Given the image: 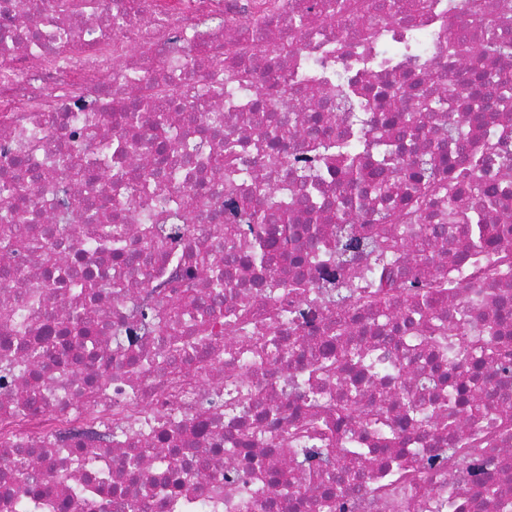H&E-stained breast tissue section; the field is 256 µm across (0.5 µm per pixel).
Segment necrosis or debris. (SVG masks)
<instances>
[{"mask_svg":"<svg viewBox=\"0 0 512 512\" xmlns=\"http://www.w3.org/2000/svg\"><path fill=\"white\" fill-rule=\"evenodd\" d=\"M387 2L366 0L362 25L337 0H0V184L26 189L0 200V223L23 206L29 241L16 253L0 239V308L12 315L0 320V512H512V369L475 353L491 334L512 355V320L499 319L512 232L474 251L439 224L436 200L420 218L440 227L428 241L369 223L372 196L353 224L293 209L291 242L267 266L224 233L226 186L255 208L269 189L307 193L298 143L311 135L390 126L409 167L449 128L469 142L507 134L512 154L511 112L469 124L464 88H440L458 67L450 40L512 43V0H399L391 19ZM298 16L315 28L296 29ZM340 70L363 110L308 97ZM404 88L447 93L452 109L405 125ZM146 96L152 111L126 120L120 106ZM228 136L239 150L223 168L212 157ZM451 170L497 186L512 211V168L471 170L452 154L434 175ZM60 186L94 212L59 214ZM99 211L138 262L101 241ZM354 237L397 245L337 265ZM231 246L222 318L189 307L167 333L143 320L185 285L212 295L199 257L223 266ZM413 273L436 293L432 309L404 300ZM77 304L91 354L70 332ZM352 393L363 415L338 417Z\"/></svg>","mask_w":512,"mask_h":512,"instance_id":"obj_1","label":"necrosis or debris"}]
</instances>
